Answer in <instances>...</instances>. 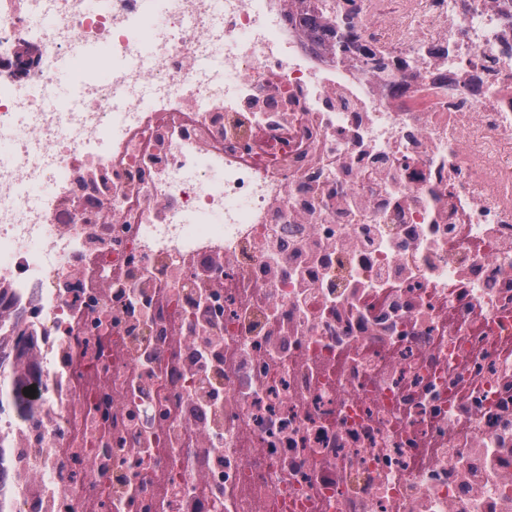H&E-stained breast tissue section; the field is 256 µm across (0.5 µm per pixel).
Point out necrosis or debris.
Listing matches in <instances>:
<instances>
[{"instance_id":"1","label":"necrosis or debris","mask_w":512,"mask_h":512,"mask_svg":"<svg viewBox=\"0 0 512 512\" xmlns=\"http://www.w3.org/2000/svg\"><path fill=\"white\" fill-rule=\"evenodd\" d=\"M419 2L0 0V512H512V0ZM312 0H299L300 14L299 18L303 24L301 26L311 30H322L329 31L334 37L332 42L322 41L321 46L331 51H352L367 64H371L375 67L382 65H391L395 68H405L407 63L405 60L400 58L391 59L384 62L382 58L378 57L377 52L371 46V44L365 41L356 25L353 23L352 15L355 14L356 6L347 11L343 19L336 21V14L334 18L327 12H319L315 8L311 7ZM336 37L338 39L336 40Z\"/></svg>"}]
</instances>
